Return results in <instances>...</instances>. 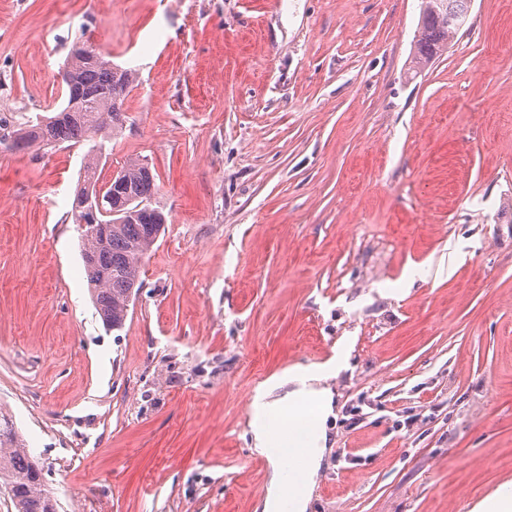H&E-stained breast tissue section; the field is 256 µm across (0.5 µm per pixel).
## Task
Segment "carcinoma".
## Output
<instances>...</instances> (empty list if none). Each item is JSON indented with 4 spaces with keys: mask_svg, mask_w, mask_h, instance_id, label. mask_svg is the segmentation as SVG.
Wrapping results in <instances>:
<instances>
[{
    "mask_svg": "<svg viewBox=\"0 0 512 512\" xmlns=\"http://www.w3.org/2000/svg\"><path fill=\"white\" fill-rule=\"evenodd\" d=\"M471 0H423L416 40V63L427 65L464 28ZM65 104L54 115L37 119L9 134L0 133V145L22 150L33 145H94L84 156L81 184L73 205L87 189L95 190L105 141L123 126L122 107L136 74L113 64L83 41L72 44L62 68ZM156 189L152 169L130 161L103 192L104 213L97 230L78 226L82 259L96 310L108 329L125 325L130 303L142 288L141 263L166 223L152 207ZM0 486L8 490L16 512H56L45 488L41 469L24 449L13 420L0 411Z\"/></svg>",
    "mask_w": 512,
    "mask_h": 512,
    "instance_id": "1",
    "label": "carcinoma"
}]
</instances>
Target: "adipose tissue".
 <instances>
[{
  "instance_id": "adipose-tissue-1",
  "label": "adipose tissue",
  "mask_w": 512,
  "mask_h": 512,
  "mask_svg": "<svg viewBox=\"0 0 512 512\" xmlns=\"http://www.w3.org/2000/svg\"><path fill=\"white\" fill-rule=\"evenodd\" d=\"M343 363L339 356L324 367L294 365L277 381L257 389L251 404V444L257 454L268 456L279 436L287 435L289 447L307 451V476L316 475L333 414L329 381Z\"/></svg>"
}]
</instances>
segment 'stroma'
Masks as SVG:
<instances>
[{
  "label": "stroma",
  "mask_w": 512,
  "mask_h": 512,
  "mask_svg": "<svg viewBox=\"0 0 512 512\" xmlns=\"http://www.w3.org/2000/svg\"><path fill=\"white\" fill-rule=\"evenodd\" d=\"M422 0H0V115L83 39L137 79L102 180L167 218L121 330L69 211L86 146L0 147V411L59 512H254V390L348 355L307 512L512 482V0L412 64Z\"/></svg>",
  "instance_id": "35a3bbf8"
}]
</instances>
